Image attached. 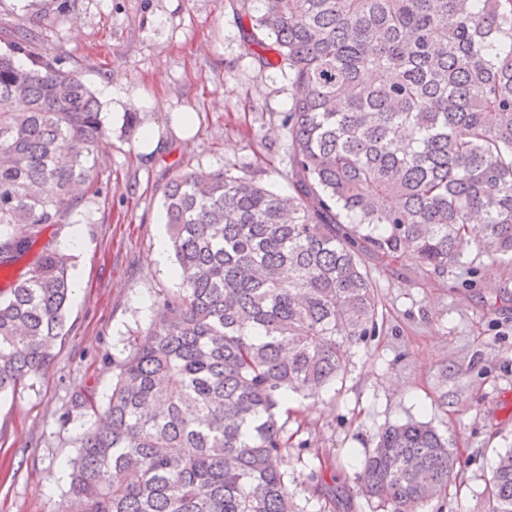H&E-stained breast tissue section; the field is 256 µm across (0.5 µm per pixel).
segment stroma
Here are the masks:
<instances>
[{
    "label": "stroma",
    "mask_w": 512,
    "mask_h": 512,
    "mask_svg": "<svg viewBox=\"0 0 512 512\" xmlns=\"http://www.w3.org/2000/svg\"><path fill=\"white\" fill-rule=\"evenodd\" d=\"M18 29L91 90L109 85L122 99L118 117L111 99L101 100L109 136L95 153L97 195L41 236L56 248L79 229L70 265L83 295L70 298L47 366L0 395V512H65L78 438L112 393L114 362L149 327L159 295L179 286L165 272L173 256L152 258L167 183L191 169L227 168L287 192L280 115L295 90L250 54L240 0H0L1 52ZM146 99L155 108L145 109ZM186 110L198 125L187 142L171 129L172 113ZM149 124L161 141L147 159L137 140ZM368 265L378 284L375 335L353 345L344 372L318 396L292 393L282 405L291 488L306 512H372L356 477L374 435L418 420L460 458L430 512H488L492 467L512 448V265L475 253L440 277L404 259ZM84 394L94 409L76 406ZM313 470L333 479L334 496L312 495Z\"/></svg>",
    "instance_id": "stroma-1"
}]
</instances>
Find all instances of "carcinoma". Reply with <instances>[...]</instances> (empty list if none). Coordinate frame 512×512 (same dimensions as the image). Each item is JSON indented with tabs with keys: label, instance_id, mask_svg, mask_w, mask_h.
<instances>
[{
	"label": "carcinoma",
	"instance_id": "1",
	"mask_svg": "<svg viewBox=\"0 0 512 512\" xmlns=\"http://www.w3.org/2000/svg\"><path fill=\"white\" fill-rule=\"evenodd\" d=\"M241 2L254 59L296 89L281 119L289 192L228 169L167 184L180 288L115 364L68 512H303L278 410L374 335L366 258L438 276L472 252L512 264V0ZM31 49L18 32L0 54L1 269L68 223L107 137L85 82ZM69 293L68 258L48 245L0 292V393L43 369ZM375 439L365 499L427 512L457 465L448 439L414 420ZM486 493L489 512H512V451Z\"/></svg>",
	"mask_w": 512,
	"mask_h": 512
}]
</instances>
